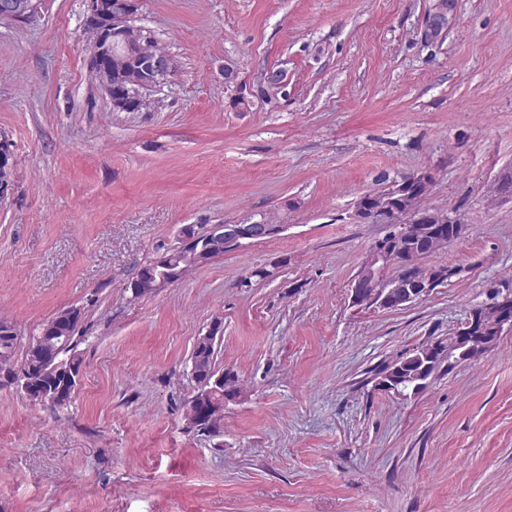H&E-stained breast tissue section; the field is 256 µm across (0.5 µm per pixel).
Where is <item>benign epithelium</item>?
I'll return each instance as SVG.
<instances>
[{
  "mask_svg": "<svg viewBox=\"0 0 512 512\" xmlns=\"http://www.w3.org/2000/svg\"><path fill=\"white\" fill-rule=\"evenodd\" d=\"M87 14L103 16L104 23L100 27L87 26V60L92 81L107 95H112V78L123 74L125 56L129 51L128 33L135 28V0H114L105 4L104 0H86ZM453 0H438L436 11L430 15L427 31L435 36L443 28V20L452 12ZM37 11V0H0V21L25 20ZM178 71L174 58L168 54H147L145 74L134 87V91L142 93L156 86L157 83L170 81ZM388 224L399 225L398 232L390 238L375 242L362 264L359 272L351 283L352 303L361 301L369 305L388 306V296L393 295L396 307L412 303L434 291L447 280L458 274V269L440 265L425 277L412 275V268L418 265L420 257L407 255L399 250L401 240L418 232L419 226L414 224L413 212L406 209L395 213L386 220ZM286 228L284 224H268L252 222L250 224H214L207 237L201 239L191 237L181 231L178 245L172 248L171 264L176 266L181 259L186 265L180 268L177 275L182 277L189 270L207 264L215 257L217 244L239 246L245 242L272 237ZM393 269L390 276L384 275ZM500 332L512 331V309L502 304L492 313Z\"/></svg>",
  "mask_w": 512,
  "mask_h": 512,
  "instance_id": "obj_1",
  "label": "benign epithelium"
}]
</instances>
